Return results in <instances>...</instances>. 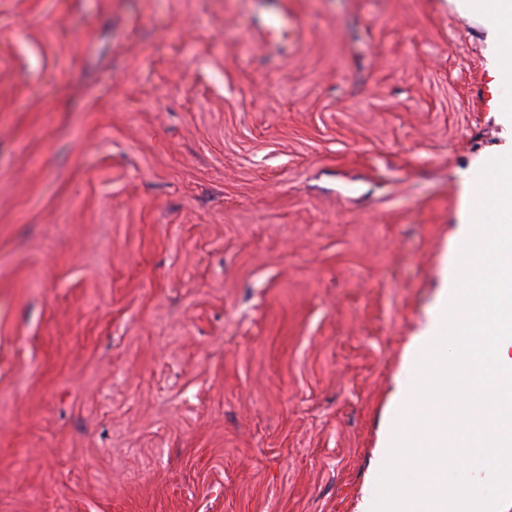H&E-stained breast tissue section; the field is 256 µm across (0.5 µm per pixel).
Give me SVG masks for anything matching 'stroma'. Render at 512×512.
I'll use <instances>...</instances> for the list:
<instances>
[{"label":"stroma","mask_w":512,"mask_h":512,"mask_svg":"<svg viewBox=\"0 0 512 512\" xmlns=\"http://www.w3.org/2000/svg\"><path fill=\"white\" fill-rule=\"evenodd\" d=\"M485 39L451 0H0V512H355L512 150Z\"/></svg>","instance_id":"1"}]
</instances>
